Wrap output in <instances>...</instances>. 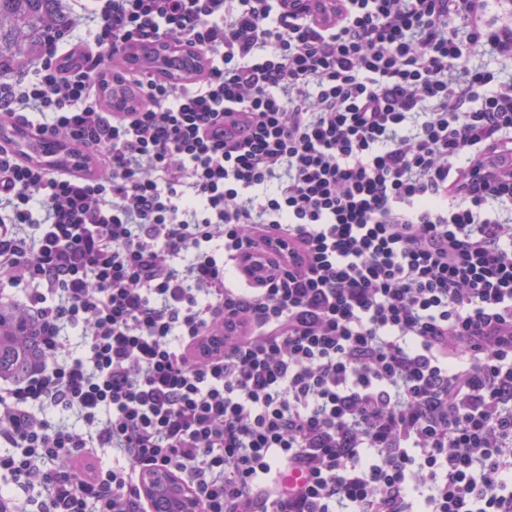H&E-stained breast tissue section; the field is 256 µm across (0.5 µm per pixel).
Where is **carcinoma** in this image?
I'll return each mask as SVG.
<instances>
[{
    "mask_svg": "<svg viewBox=\"0 0 512 512\" xmlns=\"http://www.w3.org/2000/svg\"><path fill=\"white\" fill-rule=\"evenodd\" d=\"M70 23L62 0H0V75L37 60ZM41 360L31 320L14 304L0 307V379L21 380Z\"/></svg>",
    "mask_w": 512,
    "mask_h": 512,
    "instance_id": "1",
    "label": "carcinoma"
}]
</instances>
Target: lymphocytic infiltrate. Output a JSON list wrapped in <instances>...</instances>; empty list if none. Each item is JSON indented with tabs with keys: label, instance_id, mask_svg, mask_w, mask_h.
<instances>
[{
	"label": "lymphocytic infiltrate",
	"instance_id": "f902f5d3",
	"mask_svg": "<svg viewBox=\"0 0 512 512\" xmlns=\"http://www.w3.org/2000/svg\"><path fill=\"white\" fill-rule=\"evenodd\" d=\"M488 0H89L0 76V277L43 360L0 389V512H512V24ZM199 78L125 76L133 45ZM109 450L111 463L101 452ZM53 150L55 151L54 153L46 155L43 151H34L24 147V155L21 156V158L31 165L46 166L52 170L59 169L60 172H66L68 174L85 175L87 173L83 168L77 169L73 167L76 159L70 147H56ZM50 157H54L58 163L56 165H50L51 160L48 159ZM163 485L169 488L173 502L167 507L173 512H199V505L192 491L178 481L174 476L162 469L148 470L142 479V491L154 500L157 488Z\"/></svg>",
	"mask_w": 512,
	"mask_h": 512
}]
</instances>
